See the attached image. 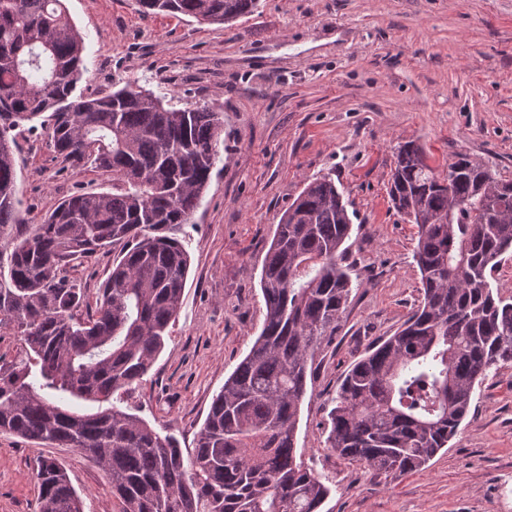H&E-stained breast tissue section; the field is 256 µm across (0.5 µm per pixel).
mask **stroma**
<instances>
[{
    "instance_id": "stroma-1",
    "label": "stroma",
    "mask_w": 512,
    "mask_h": 512,
    "mask_svg": "<svg viewBox=\"0 0 512 512\" xmlns=\"http://www.w3.org/2000/svg\"><path fill=\"white\" fill-rule=\"evenodd\" d=\"M65 5L85 46L78 93L135 80L175 107L224 116V160L179 233L191 261L180 312L128 403L193 447L260 332L261 266L279 219L307 181L328 175L352 215L353 288L308 365L297 432L298 451L331 488L323 512H512L510 366L490 371L457 436L423 470L392 479L326 443L343 376L422 299L418 228L388 195L395 147L416 141L442 174L467 154L512 181V0H259L223 26L144 14L134 0ZM15 164L31 222L76 190L112 187L68 168L36 135L20 140ZM43 456L64 465L84 512H115L106 474L78 450L6 433L0 512H38Z\"/></svg>"
}]
</instances>
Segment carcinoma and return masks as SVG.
I'll return each mask as SVG.
<instances>
[{"label":"carcinoma","instance_id":"obj_1","mask_svg":"<svg viewBox=\"0 0 512 512\" xmlns=\"http://www.w3.org/2000/svg\"><path fill=\"white\" fill-rule=\"evenodd\" d=\"M142 13L229 24L258 0H135ZM84 42L64 0H0V330L26 346L0 365V431L75 448L109 476L118 512H322L331 493L297 452L308 362L336 332L352 290L342 246L352 218L329 175L282 214L260 276L265 306L249 353L183 450L123 406L146 382L181 308L190 266L169 235L193 223L222 156V113L176 108L127 82L74 92ZM41 131L56 158L112 178L21 219L17 137ZM390 197L418 228L423 299L346 374L327 413V445L397 478L457 434L475 386L512 366V298L492 273L512 255V191L466 155L440 177L424 148L394 152ZM114 253L95 296L70 277ZM38 512H83L64 466L41 458Z\"/></svg>","mask_w":512,"mask_h":512}]
</instances>
